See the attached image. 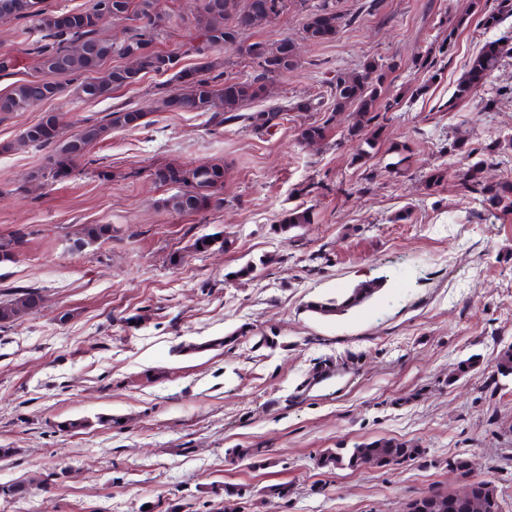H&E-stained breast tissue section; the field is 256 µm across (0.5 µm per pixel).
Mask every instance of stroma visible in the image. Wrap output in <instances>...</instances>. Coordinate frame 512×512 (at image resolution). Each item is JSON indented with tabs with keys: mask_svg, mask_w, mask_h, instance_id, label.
Here are the masks:
<instances>
[{
	"mask_svg": "<svg viewBox=\"0 0 512 512\" xmlns=\"http://www.w3.org/2000/svg\"><path fill=\"white\" fill-rule=\"evenodd\" d=\"M362 2L334 0L356 20L326 42L304 39L302 0L247 32L251 43L291 38L299 57L265 101L288 107L286 121L259 134L155 112L112 130L90 162L51 183L33 177L44 152L7 148L43 113H62L70 133L180 83L149 74L98 100L0 114V238L25 234L0 264V293L32 286L42 296L0 331V447L14 451L0 459V490H15L0 493V512H406L477 478L512 512V374L498 370L512 347V213L488 217L461 186L470 158L451 147L468 131L485 148V181L512 179L502 144L512 58L447 107L482 46L512 36V16L487 29L482 10L497 0H378L372 11ZM18 26L0 22V53L16 59L0 92L35 72ZM450 35L455 46L429 77L416 58ZM370 59L393 64L389 92L400 100L374 157L355 161L344 113L325 143H300L297 128L330 112L327 80ZM316 97L320 112L297 110ZM402 144L413 155L400 166ZM214 161L224 164L221 209L161 208L172 189L151 167ZM437 167L443 180L426 189ZM311 180L316 197L296 196ZM301 203L314 223L280 232L283 211ZM85 224L111 225V240L74 250ZM207 234L224 247L196 252ZM249 262L254 278L231 279ZM371 280L380 290L344 314L310 309ZM331 359L332 381L310 384ZM381 438L420 453L384 467L316 464L325 450ZM279 483L287 497L266 495Z\"/></svg>",
	"mask_w": 512,
	"mask_h": 512,
	"instance_id": "obj_1",
	"label": "stroma"
}]
</instances>
